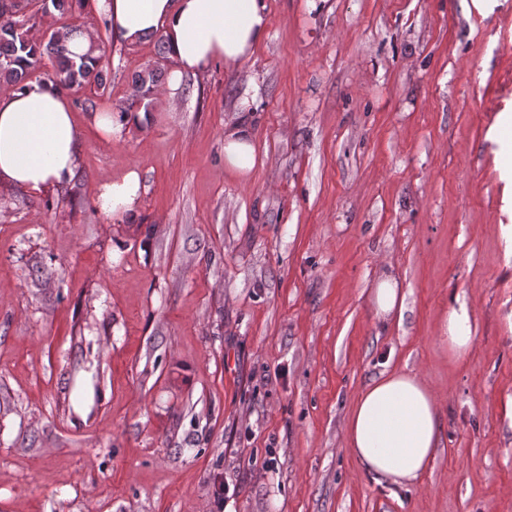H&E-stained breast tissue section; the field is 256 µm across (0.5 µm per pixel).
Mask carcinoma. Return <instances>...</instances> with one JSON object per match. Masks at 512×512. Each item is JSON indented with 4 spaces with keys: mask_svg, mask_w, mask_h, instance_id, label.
I'll use <instances>...</instances> for the list:
<instances>
[{
    "mask_svg": "<svg viewBox=\"0 0 512 512\" xmlns=\"http://www.w3.org/2000/svg\"><path fill=\"white\" fill-rule=\"evenodd\" d=\"M7 0H0V85L21 88L32 72L42 67L43 60H53L52 82L61 91L83 93L106 86L108 71L102 61L105 51L92 45L80 56L68 47V36L76 27H64L39 38L31 31L37 26L36 16L6 14ZM164 77L162 67L149 64L131 77L130 96L118 107L121 112H150Z\"/></svg>",
    "mask_w": 512,
    "mask_h": 512,
    "instance_id": "cac0c4a2",
    "label": "carcinoma"
}]
</instances>
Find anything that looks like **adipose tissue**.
I'll list each match as a JSON object with an SVG mask.
<instances>
[{
	"mask_svg": "<svg viewBox=\"0 0 512 512\" xmlns=\"http://www.w3.org/2000/svg\"><path fill=\"white\" fill-rule=\"evenodd\" d=\"M109 23L113 43L129 45L162 34L169 79L164 97L174 98L183 78L216 60L235 65L250 56L269 32L265 0H94ZM258 147L250 126L232 125L224 134V169L243 177L254 168ZM80 163L79 133L67 97L51 83L0 89V181L38 194L72 181ZM141 175L126 171L102 181L100 209L132 215ZM440 340L454 356L474 342L466 305L449 309ZM440 409L433 390L418 375L387 372L363 389L345 420L343 438L357 463L396 485L417 483L439 446Z\"/></svg>",
	"mask_w": 512,
	"mask_h": 512,
	"instance_id": "obj_1",
	"label": "adipose tissue"
}]
</instances>
